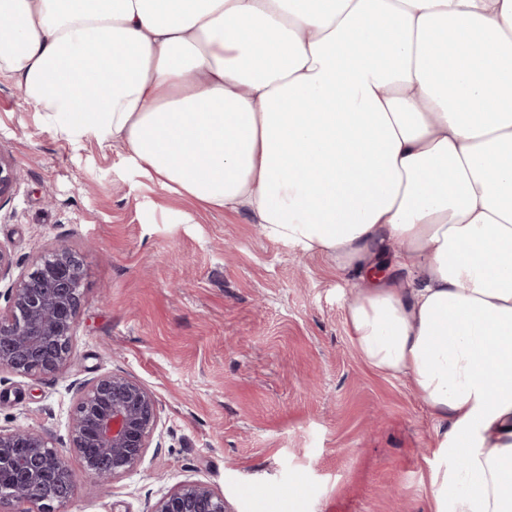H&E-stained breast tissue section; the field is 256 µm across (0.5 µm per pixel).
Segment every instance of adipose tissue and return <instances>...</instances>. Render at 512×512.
I'll use <instances>...</instances> for the list:
<instances>
[{
	"instance_id": "adipose-tissue-1",
	"label": "adipose tissue",
	"mask_w": 512,
	"mask_h": 512,
	"mask_svg": "<svg viewBox=\"0 0 512 512\" xmlns=\"http://www.w3.org/2000/svg\"><path fill=\"white\" fill-rule=\"evenodd\" d=\"M0 11V71L57 133L120 144L363 282L345 306L356 350L436 422L430 512H512V0Z\"/></svg>"
}]
</instances>
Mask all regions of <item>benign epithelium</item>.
Instances as JSON below:
<instances>
[{"mask_svg":"<svg viewBox=\"0 0 512 512\" xmlns=\"http://www.w3.org/2000/svg\"><path fill=\"white\" fill-rule=\"evenodd\" d=\"M17 177L0 154V208L14 194ZM82 260L66 246L46 251L34 269L18 277L0 298V371L21 377L58 374L73 355L82 307ZM160 420L155 395L117 370L78 388L68 448L84 473L102 485L133 473L144 460ZM0 475L10 493L0 508L31 499L39 512H62L75 495L76 478L48 434L31 427L0 428ZM148 512H228L224 498L202 482H190L157 500Z\"/></svg>","mask_w":512,"mask_h":512,"instance_id":"7a95c632","label":"benign epithelium"}]
</instances>
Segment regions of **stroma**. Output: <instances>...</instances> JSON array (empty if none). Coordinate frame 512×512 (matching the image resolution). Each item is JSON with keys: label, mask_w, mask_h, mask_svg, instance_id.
Returning a JSON list of instances; mask_svg holds the SVG:
<instances>
[{"label": "stroma", "mask_w": 512, "mask_h": 512, "mask_svg": "<svg viewBox=\"0 0 512 512\" xmlns=\"http://www.w3.org/2000/svg\"><path fill=\"white\" fill-rule=\"evenodd\" d=\"M0 154L18 178L0 208L13 276L58 245L83 260L71 363L0 372V426L65 448L77 383L116 369L159 403L153 447L110 487L68 454L64 512H147L193 481L228 512H429L435 421L405 378L354 348L352 283L329 258L267 238L249 211L173 193L121 146L66 141L3 71Z\"/></svg>", "instance_id": "35a3bbf8"}]
</instances>
